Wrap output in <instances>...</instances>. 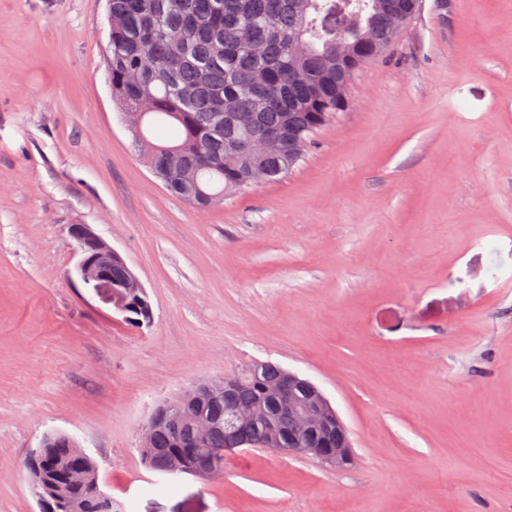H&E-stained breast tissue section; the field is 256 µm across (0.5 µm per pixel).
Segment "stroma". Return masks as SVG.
I'll return each mask as SVG.
<instances>
[{"label":"stroma","mask_w":512,"mask_h":512,"mask_svg":"<svg viewBox=\"0 0 512 512\" xmlns=\"http://www.w3.org/2000/svg\"><path fill=\"white\" fill-rule=\"evenodd\" d=\"M109 30L108 0H0V512H39L51 432L117 512H512V0H422L287 177L204 211L144 163ZM73 224L151 323L81 283ZM267 361L328 399L349 465H144L160 404Z\"/></svg>","instance_id":"1"}]
</instances>
